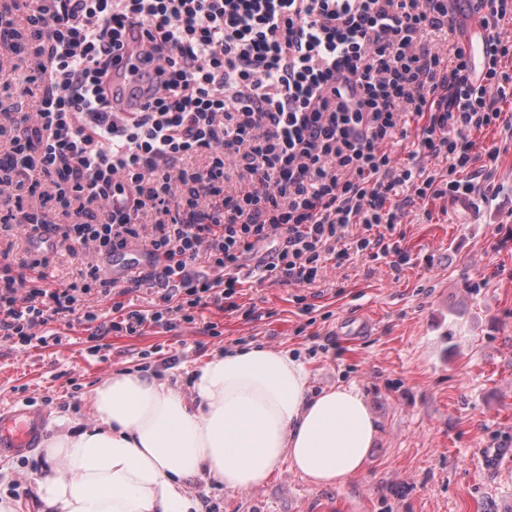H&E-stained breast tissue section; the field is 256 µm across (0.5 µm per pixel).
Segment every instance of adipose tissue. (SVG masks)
Wrapping results in <instances>:
<instances>
[{"label":"adipose tissue","mask_w":512,"mask_h":512,"mask_svg":"<svg viewBox=\"0 0 512 512\" xmlns=\"http://www.w3.org/2000/svg\"><path fill=\"white\" fill-rule=\"evenodd\" d=\"M302 360L248 344L214 353L189 390L129 369L92 397L85 428L61 426L37 486L43 512H202V477L248 492L289 465L317 486L360 473L376 424L359 391L308 389Z\"/></svg>","instance_id":"adipose-tissue-1"}]
</instances>
